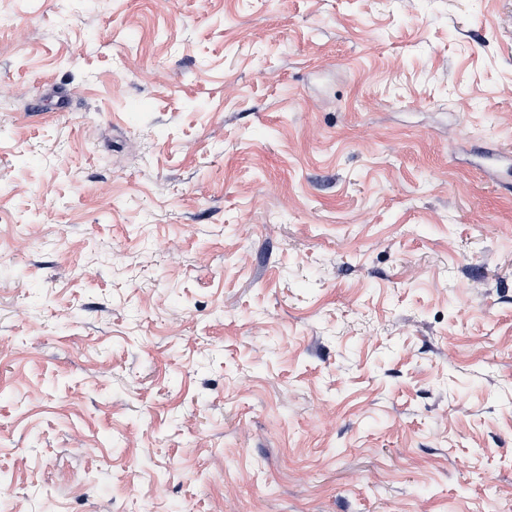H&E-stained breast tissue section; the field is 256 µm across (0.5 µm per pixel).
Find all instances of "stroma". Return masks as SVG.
Returning a JSON list of instances; mask_svg holds the SVG:
<instances>
[{"label":"stroma","instance_id":"stroma-1","mask_svg":"<svg viewBox=\"0 0 512 512\" xmlns=\"http://www.w3.org/2000/svg\"><path fill=\"white\" fill-rule=\"evenodd\" d=\"M0 512H512V0H0Z\"/></svg>","mask_w":512,"mask_h":512}]
</instances>
